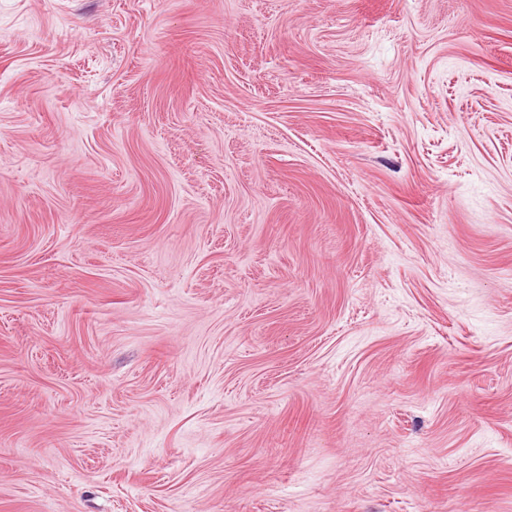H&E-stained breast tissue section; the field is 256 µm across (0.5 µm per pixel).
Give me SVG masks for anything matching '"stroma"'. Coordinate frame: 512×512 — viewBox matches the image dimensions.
Segmentation results:
<instances>
[{"instance_id":"obj_1","label":"stroma","mask_w":512,"mask_h":512,"mask_svg":"<svg viewBox=\"0 0 512 512\" xmlns=\"http://www.w3.org/2000/svg\"><path fill=\"white\" fill-rule=\"evenodd\" d=\"M0 512H512V0H0Z\"/></svg>"}]
</instances>
